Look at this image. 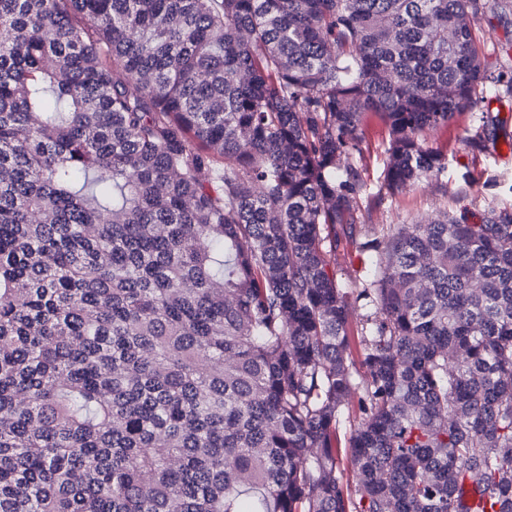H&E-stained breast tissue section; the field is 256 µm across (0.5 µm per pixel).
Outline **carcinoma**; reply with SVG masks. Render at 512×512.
Segmentation results:
<instances>
[{
	"mask_svg": "<svg viewBox=\"0 0 512 512\" xmlns=\"http://www.w3.org/2000/svg\"><path fill=\"white\" fill-rule=\"evenodd\" d=\"M498 10L0 0V512H512V206L361 221L368 113L396 197L512 96ZM490 24H484L481 34L488 46L489 67L497 72L512 66V50L507 57L503 50L512 47V11L490 15ZM511 57V58H510ZM367 260L351 248L342 247L336 252V274L345 288H358L365 274Z\"/></svg>",
	"mask_w": 512,
	"mask_h": 512,
	"instance_id": "cac0c4a2",
	"label": "carcinoma"
}]
</instances>
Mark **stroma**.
I'll use <instances>...</instances> for the list:
<instances>
[{
  "instance_id": "35a3bbf8",
  "label": "stroma",
  "mask_w": 512,
  "mask_h": 512,
  "mask_svg": "<svg viewBox=\"0 0 512 512\" xmlns=\"http://www.w3.org/2000/svg\"><path fill=\"white\" fill-rule=\"evenodd\" d=\"M482 36L489 50L491 70L512 67L506 49L512 47V11L492 15ZM471 123L470 113L457 116L452 129L438 128L427 136L429 146L451 148L447 168L439 178H429L408 188L401 198H386L381 205H363L362 221L366 224L411 226L436 218L449 206L460 203L481 212L512 205V151L496 148L482 156L484 174L472 183L464 178L471 156L464 144Z\"/></svg>"
}]
</instances>
